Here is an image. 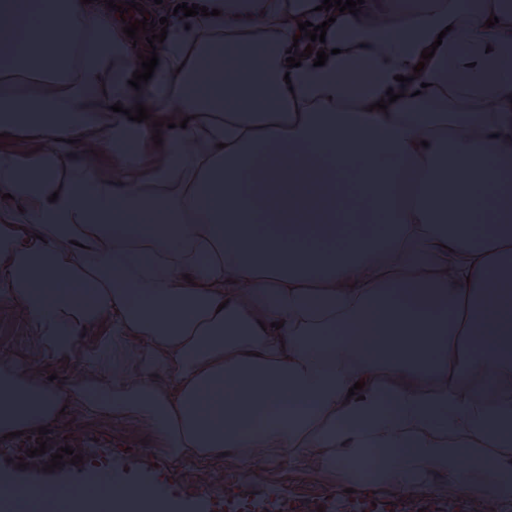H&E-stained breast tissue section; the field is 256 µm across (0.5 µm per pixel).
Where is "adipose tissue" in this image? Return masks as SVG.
<instances>
[{
  "mask_svg": "<svg viewBox=\"0 0 512 512\" xmlns=\"http://www.w3.org/2000/svg\"><path fill=\"white\" fill-rule=\"evenodd\" d=\"M198 3L136 89L86 0H0V134L42 144L0 151V301L32 341L0 345V436L67 409L177 461L512 497V393L454 391L512 377V0H365L295 68L321 0Z\"/></svg>",
  "mask_w": 512,
  "mask_h": 512,
  "instance_id": "adipose-tissue-1",
  "label": "adipose tissue"
}]
</instances>
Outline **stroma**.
I'll use <instances>...</instances> for the list:
<instances>
[{"mask_svg":"<svg viewBox=\"0 0 512 512\" xmlns=\"http://www.w3.org/2000/svg\"><path fill=\"white\" fill-rule=\"evenodd\" d=\"M44 439L48 453H57L60 447L68 445L81 454V462L50 471L20 468V459L27 457L29 448L36 445L35 439L23 434L0 441V479L20 486L38 484L48 488H67L89 481L111 489L142 482L153 486L165 512H218V502L249 494L259 498L306 497L333 510L343 503L349 487L363 496L373 494L381 498L387 494L386 485L353 484L338 471L245 465L234 460L225 462L208 482L201 478L197 464L172 462L152 444L143 442L130 423L115 418L74 421L65 417L50 426Z\"/></svg>","mask_w":512,"mask_h":512,"instance_id":"1","label":"stroma"}]
</instances>
